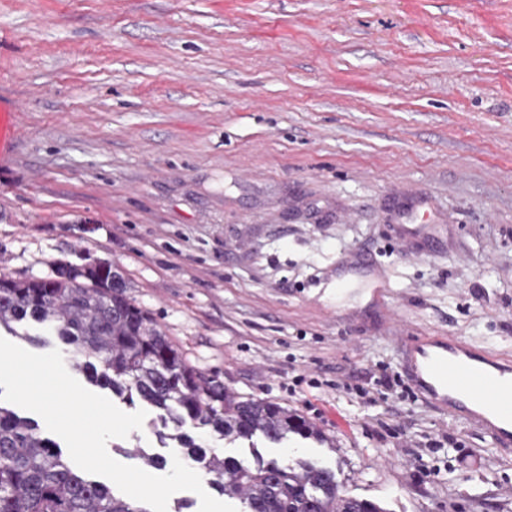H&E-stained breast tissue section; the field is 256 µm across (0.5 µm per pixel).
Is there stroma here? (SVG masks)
<instances>
[{
  "label": "stroma",
  "instance_id": "stroma-1",
  "mask_svg": "<svg viewBox=\"0 0 512 512\" xmlns=\"http://www.w3.org/2000/svg\"><path fill=\"white\" fill-rule=\"evenodd\" d=\"M0 101V274L116 263L193 368L337 449L183 433L295 449L389 512H512V451L377 385L404 328L512 358V0H0ZM0 337L76 362L33 323ZM160 428L107 451L172 458ZM16 105L0 106V157L9 153L20 134V112Z\"/></svg>",
  "mask_w": 512,
  "mask_h": 512
}]
</instances>
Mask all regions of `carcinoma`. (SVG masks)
<instances>
[{
  "label": "carcinoma",
  "instance_id": "obj_1",
  "mask_svg": "<svg viewBox=\"0 0 512 512\" xmlns=\"http://www.w3.org/2000/svg\"><path fill=\"white\" fill-rule=\"evenodd\" d=\"M130 284L112 262L61 263L44 279L0 276V328L32 319L57 331L82 359L96 385L129 402L160 411L162 427L186 422L210 427L229 442L260 436L281 443L290 436L328 448L334 442L286 406L243 400L217 378L190 367L157 322L128 294ZM185 456L214 476L224 496L244 512H385L378 503L347 496L336 471L306 460L288 464L224 456L187 435H170ZM0 512H150L68 464L38 424L0 406Z\"/></svg>",
  "mask_w": 512,
  "mask_h": 512
}]
</instances>
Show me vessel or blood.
<instances>
[{
  "mask_svg": "<svg viewBox=\"0 0 512 512\" xmlns=\"http://www.w3.org/2000/svg\"><path fill=\"white\" fill-rule=\"evenodd\" d=\"M21 131L18 106H0V157ZM400 368L413 394L434 410L512 447V360L453 336H402Z\"/></svg>",
  "mask_w": 512,
  "mask_h": 512,
  "instance_id": "vessel-or-blood-1",
  "label": "vessel or blood"
}]
</instances>
